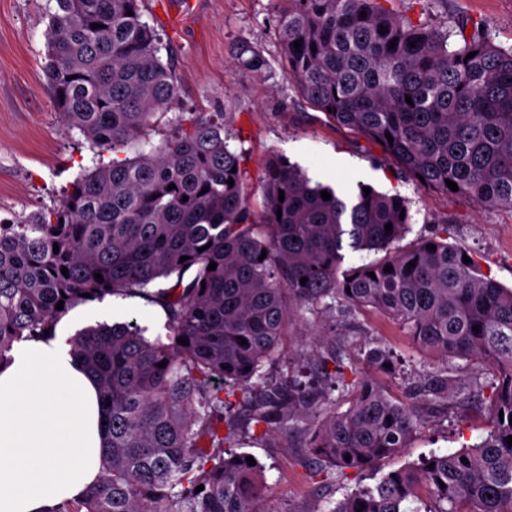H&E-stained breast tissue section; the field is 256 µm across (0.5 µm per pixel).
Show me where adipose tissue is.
I'll return each mask as SVG.
<instances>
[{
  "mask_svg": "<svg viewBox=\"0 0 512 512\" xmlns=\"http://www.w3.org/2000/svg\"><path fill=\"white\" fill-rule=\"evenodd\" d=\"M98 390L62 335L21 342L0 362V512H53L98 479Z\"/></svg>",
  "mask_w": 512,
  "mask_h": 512,
  "instance_id": "adipose-tissue-1",
  "label": "adipose tissue"
}]
</instances>
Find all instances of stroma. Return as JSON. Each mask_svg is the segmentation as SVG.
<instances>
[{
    "instance_id": "obj_1",
    "label": "stroma",
    "mask_w": 512,
    "mask_h": 512,
    "mask_svg": "<svg viewBox=\"0 0 512 512\" xmlns=\"http://www.w3.org/2000/svg\"><path fill=\"white\" fill-rule=\"evenodd\" d=\"M47 5V0H0V219L50 212L76 178L113 158L112 150L91 147L54 109L45 76ZM388 6L395 14L437 26L481 20L497 45L512 47V0H388ZM280 7L279 0H146L143 19L158 34L161 59L178 85L175 103L150 134L152 145L171 133L179 113L228 115L229 143L246 157L245 183L254 205L262 203L265 164L279 153L312 180L336 190L349 192L365 183L406 198L412 215L406 242L446 233L449 244L472 255L482 273L512 288V208H484L422 187L400 173L378 145L315 110L284 74ZM252 52L264 58L265 67L249 65ZM130 320L147 327L150 336L167 333L163 310L139 297L108 296L77 305L58 327L69 336L98 322ZM320 333L325 336L321 342L316 339ZM371 342L403 357L399 372L364 365V347ZM321 352L361 363L364 375L400 399L407 398L418 376L443 365L379 312L366 309L345 317L315 305L296 314L276 360L265 369L289 374ZM446 365L453 379L447 407L428 417L408 448L371 471L343 475L332 469L314 476L308 425L258 443L239 435V451L265 467L267 512H332L346 495L374 486L384 474L430 452H454L483 438L487 416L468 399L489 394L491 375L473 361Z\"/></svg>"
}]
</instances>
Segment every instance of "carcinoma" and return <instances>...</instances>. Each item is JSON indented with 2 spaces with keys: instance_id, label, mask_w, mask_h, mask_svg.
<instances>
[{
  "instance_id": "1",
  "label": "carcinoma",
  "mask_w": 512,
  "mask_h": 512,
  "mask_svg": "<svg viewBox=\"0 0 512 512\" xmlns=\"http://www.w3.org/2000/svg\"><path fill=\"white\" fill-rule=\"evenodd\" d=\"M384 2L281 0L286 76L318 111L380 146L414 180L424 178L421 186L512 208V48L496 45L481 21L442 29L397 16ZM141 3L54 0L48 11L53 105L92 146L116 153L142 142L177 97ZM224 129L182 114L159 146L77 178L50 215L0 221V357L53 335L63 315L89 300L137 296L167 317L164 339L138 324L105 322L70 339L71 354L96 378L108 446L96 486L54 512H263L260 465L230 451L240 425L263 441L317 419L309 455L361 473L400 453L427 412L448 405L454 358L493 376L491 395L481 399L486 436L424 455L331 512H512V288L463 262L465 252L440 236L397 246L411 220L405 198L367 194L360 184L345 200L283 155L268 160L255 210L243 154ZM350 251L384 256L346 268ZM172 276V286L152 290ZM327 298L344 313L371 308L397 321L442 368L424 375L407 402L356 363L323 355L317 371L350 393L343 412L286 379L272 381L262 368L289 322ZM366 362L395 365L380 345Z\"/></svg>"
}]
</instances>
